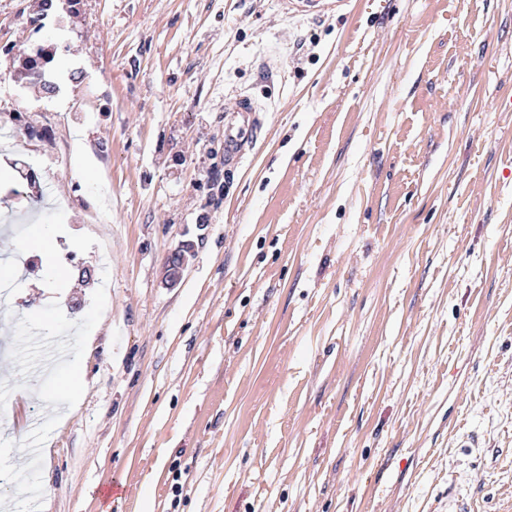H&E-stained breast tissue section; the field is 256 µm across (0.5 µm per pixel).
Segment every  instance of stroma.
<instances>
[{
	"label": "stroma",
	"mask_w": 512,
	"mask_h": 512,
	"mask_svg": "<svg viewBox=\"0 0 512 512\" xmlns=\"http://www.w3.org/2000/svg\"><path fill=\"white\" fill-rule=\"evenodd\" d=\"M38 5L0 0L8 512H512V0ZM79 334L75 395L38 343ZM288 2L290 9L297 12L311 14H328L343 8L347 1L345 0H284ZM224 165L238 164L252 144L255 128V102L247 96L224 110Z\"/></svg>",
	"instance_id": "35a3bbf8"
}]
</instances>
